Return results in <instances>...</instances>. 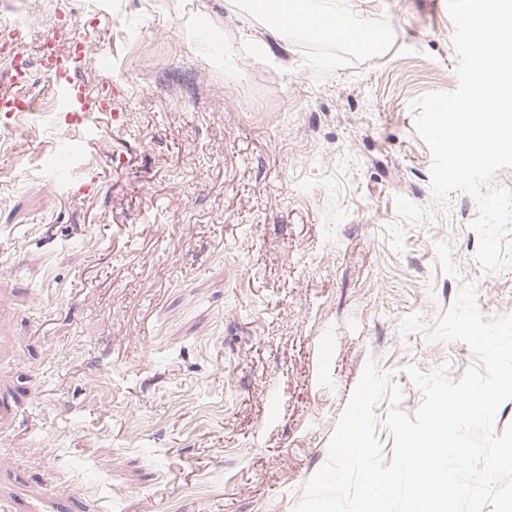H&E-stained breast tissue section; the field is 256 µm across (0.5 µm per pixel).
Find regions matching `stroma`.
<instances>
[{"instance_id": "obj_1", "label": "stroma", "mask_w": 512, "mask_h": 512, "mask_svg": "<svg viewBox=\"0 0 512 512\" xmlns=\"http://www.w3.org/2000/svg\"><path fill=\"white\" fill-rule=\"evenodd\" d=\"M69 3L72 76L110 107L0 119V512H295L367 362L409 413L408 366L474 362L404 317L433 325L463 280L512 314V251L483 274L478 205L434 200L415 130L458 84L446 0H334L383 31L372 56L247 0ZM19 4L41 84L57 0L0 17Z\"/></svg>"}]
</instances>
